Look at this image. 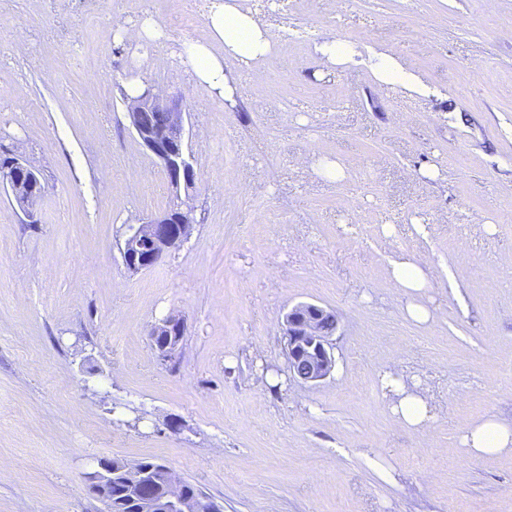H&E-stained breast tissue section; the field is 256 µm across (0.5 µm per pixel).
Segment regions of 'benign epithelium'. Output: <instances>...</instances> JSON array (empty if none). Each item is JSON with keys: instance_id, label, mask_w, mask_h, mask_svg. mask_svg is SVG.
Here are the masks:
<instances>
[{"instance_id": "1", "label": "benign epithelium", "mask_w": 512, "mask_h": 512, "mask_svg": "<svg viewBox=\"0 0 512 512\" xmlns=\"http://www.w3.org/2000/svg\"><path fill=\"white\" fill-rule=\"evenodd\" d=\"M129 126L143 147L156 159L174 191L194 184V166L189 151L187 112L181 96L169 95L146 87L137 98H124ZM160 112L162 119L154 126L142 123L139 113ZM43 197L39 190L19 209L28 223L39 222L38 205ZM194 224L192 210L181 205L155 213L138 224H127L118 243L123 265L128 273H142L157 264L166 254L178 249L190 236ZM338 321L331 310L312 303H300L288 311L284 320L285 355L288 380L304 385H317L335 367L332 334L321 329L323 321ZM180 340L170 336L161 348L154 350L163 364L176 362ZM109 473L104 466L91 467L84 473L85 490L103 501ZM169 493L166 512H207L204 501H189L184 495V481L172 469L166 470Z\"/></svg>"}]
</instances>
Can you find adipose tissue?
Masks as SVG:
<instances>
[{
  "instance_id": "1",
  "label": "adipose tissue",
  "mask_w": 512,
  "mask_h": 512,
  "mask_svg": "<svg viewBox=\"0 0 512 512\" xmlns=\"http://www.w3.org/2000/svg\"><path fill=\"white\" fill-rule=\"evenodd\" d=\"M206 27L205 39L182 44L178 60L195 83L218 96H232L233 87L225 73L226 61H233L238 73H249L272 51L268 32L238 0H213ZM369 61L371 74L378 83L422 93L418 77L387 51L372 50ZM390 267L394 282L410 296L407 315L417 322H428L431 311L415 300L417 293L430 286L425 264L412 257L391 260ZM383 387L394 397L393 412L405 426L420 429L430 420L425 397L408 390L401 377L385 375ZM463 445L467 456L473 459L512 451V425L496 417L488 418L467 428Z\"/></svg>"
}]
</instances>
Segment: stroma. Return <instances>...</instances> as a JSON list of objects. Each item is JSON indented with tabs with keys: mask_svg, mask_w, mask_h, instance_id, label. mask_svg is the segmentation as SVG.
I'll return each instance as SVG.
<instances>
[{
	"mask_svg": "<svg viewBox=\"0 0 512 512\" xmlns=\"http://www.w3.org/2000/svg\"><path fill=\"white\" fill-rule=\"evenodd\" d=\"M189 0H0V145L41 170L39 221L0 191V512H105L82 475L153 457L224 512H512V454L467 458L468 426L512 423V0H273L360 53L382 49L422 94L366 63L280 42L227 100L164 57L206 36ZM127 22L116 34L113 18ZM182 94L195 183L173 194L126 119L128 78ZM339 161L332 182L311 155ZM182 200L189 239L128 274L125 225ZM422 258L418 324L389 262ZM333 310L336 367L290 381L282 323ZM185 320L176 367L151 326ZM424 393L403 426L384 372ZM179 420L180 433L165 427ZM373 78L380 84L421 94L423 86L418 77L406 69L393 55L384 50H372L369 57Z\"/></svg>",
	"mask_w": 512,
	"mask_h": 512,
	"instance_id": "35a3bbf8",
	"label": "stroma"
}]
</instances>
